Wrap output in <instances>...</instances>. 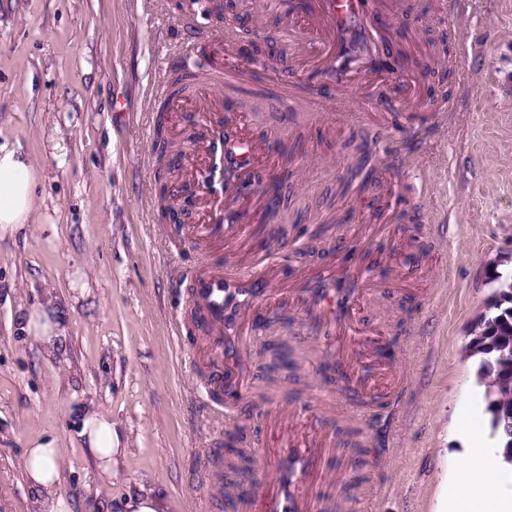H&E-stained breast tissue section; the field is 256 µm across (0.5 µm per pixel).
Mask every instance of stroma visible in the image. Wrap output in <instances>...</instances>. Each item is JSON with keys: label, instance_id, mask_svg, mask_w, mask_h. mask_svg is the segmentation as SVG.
<instances>
[{"label": "stroma", "instance_id": "obj_1", "mask_svg": "<svg viewBox=\"0 0 512 512\" xmlns=\"http://www.w3.org/2000/svg\"><path fill=\"white\" fill-rule=\"evenodd\" d=\"M371 0L393 26L408 23L398 73L362 61L337 83L335 58L289 47L284 33L307 18L257 0L251 16L225 30L203 7L183 17L176 0H0V145L27 153L36 172L30 222L0 236V512H38L40 493L24 474L30 442L63 448L60 493L72 512L145 488L166 512H229L208 487L224 437L247 425L254 482H265L287 434L328 429L318 410L336 392L320 370L337 333L315 332L293 281L338 275L369 256L374 271L356 306L359 335L391 336L399 304L416 298L391 367L407 390L369 427L360 414L339 417L365 431L368 484L351 512H440L463 451L458 424L489 432L485 386L470 349L473 329L496 291L493 273L512 272V0ZM449 36L448 100L430 106L424 63L428 40ZM249 40L256 59L228 55L226 40ZM285 50L280 63L267 54ZM245 75L225 89L237 136L279 138L256 172L262 185L238 203L252 222L243 236L215 245L195 237L207 214L198 204L185 224L162 219L154 199L157 87L173 73L215 63ZM352 86L362 112L335 109ZM368 140L386 168L363 191L345 189L353 141ZM288 198L287 224L268 220L266 186ZM390 225L382 240L369 228ZM315 248L301 259L298 251ZM266 252L281 289L262 302L282 322L243 326V370L257 384L268 342L311 352L296 378L281 380L272 420L240 405L214 416L205 384L207 344L191 319L189 288L203 261L228 265ZM62 314L66 337L54 354L23 331V310ZM110 418L123 451L100 478L75 427L77 405Z\"/></svg>", "mask_w": 512, "mask_h": 512}]
</instances>
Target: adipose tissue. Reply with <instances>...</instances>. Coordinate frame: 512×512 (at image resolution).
<instances>
[{"mask_svg":"<svg viewBox=\"0 0 512 512\" xmlns=\"http://www.w3.org/2000/svg\"><path fill=\"white\" fill-rule=\"evenodd\" d=\"M34 182L35 170L30 157L17 149L0 148V232L13 233L26 227L32 208ZM24 328L50 354L56 351L65 334L61 320L48 307L28 310L24 316ZM79 428L99 475L111 477L113 462L121 452L119 435L111 420L87 409L80 416ZM463 441L462 464L451 480L452 493L444 505L445 512H458V500L464 496L492 500L493 512H512V497H497L492 492L496 455L484 452V442L478 434H467ZM60 455L56 441L45 438L32 442L25 452L27 480L42 495L40 512L71 510L69 501L58 492Z\"/></svg>","mask_w":512,"mask_h":512,"instance_id":"adipose-tissue-1","label":"adipose tissue"}]
</instances>
